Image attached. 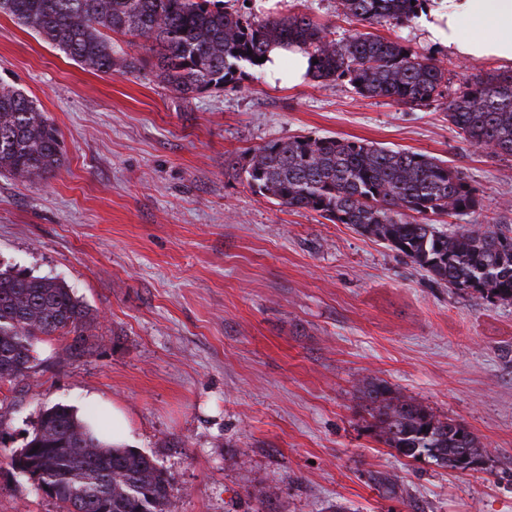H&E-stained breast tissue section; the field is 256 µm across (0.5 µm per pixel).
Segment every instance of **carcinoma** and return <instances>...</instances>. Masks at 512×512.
<instances>
[{"label":"carcinoma","mask_w":512,"mask_h":512,"mask_svg":"<svg viewBox=\"0 0 512 512\" xmlns=\"http://www.w3.org/2000/svg\"><path fill=\"white\" fill-rule=\"evenodd\" d=\"M423 0H340L356 25L336 40L312 15L257 18L228 11L218 0H0V14L33 30L67 57L107 74L135 70L146 58L128 57L108 33L144 41L157 51L154 66L183 98L233 87L243 69L274 45L302 47L317 81H342L365 99L408 108L443 97L448 70L400 38L372 29L418 17ZM448 122L470 145L512 157V73L466 84L444 102ZM61 163L58 128L20 90L0 86V171L24 181L55 173ZM256 194L288 209L351 224L410 258L437 282L512 302V227L442 230L440 215L482 207L478 190L447 162L336 137L271 141L227 163ZM88 312L66 284L0 268V385L25 375L43 336L81 339ZM372 426L406 458L465 471L483 464L485 448L466 425L441 419L397 395L385 382L366 388ZM73 409H45L10 466L59 504L60 512H170L169 478L134 448L96 437Z\"/></svg>","instance_id":"carcinoma-1"}]
</instances>
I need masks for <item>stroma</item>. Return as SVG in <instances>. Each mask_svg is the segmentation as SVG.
Listing matches in <instances>:
<instances>
[{"instance_id": "obj_1", "label": "stroma", "mask_w": 512, "mask_h": 512, "mask_svg": "<svg viewBox=\"0 0 512 512\" xmlns=\"http://www.w3.org/2000/svg\"><path fill=\"white\" fill-rule=\"evenodd\" d=\"M310 3L346 34L339 0ZM448 70L449 94L499 70L382 27ZM0 85L59 128L56 173H0V268L66 283L88 311L84 340L49 336L0 387V512H59L10 455L41 411L126 414L136 449L169 478L171 512H512V303L431 280L349 224L289 210L224 161L295 136L361 139L439 157L478 188L459 225H512V157L477 149L443 105L364 99L341 82L291 85L250 70L238 88L183 100L157 69L99 74L0 14ZM386 381L487 450L457 471L400 457L362 400Z\"/></svg>"}]
</instances>
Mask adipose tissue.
I'll return each mask as SVG.
<instances>
[{
	"mask_svg": "<svg viewBox=\"0 0 512 512\" xmlns=\"http://www.w3.org/2000/svg\"><path fill=\"white\" fill-rule=\"evenodd\" d=\"M418 24L437 49L512 68V0H424ZM263 69L271 79L285 75L297 85L311 77L307 54L295 46L273 47Z\"/></svg>",
	"mask_w": 512,
	"mask_h": 512,
	"instance_id": "adipose-tissue-1",
	"label": "adipose tissue"
}]
</instances>
